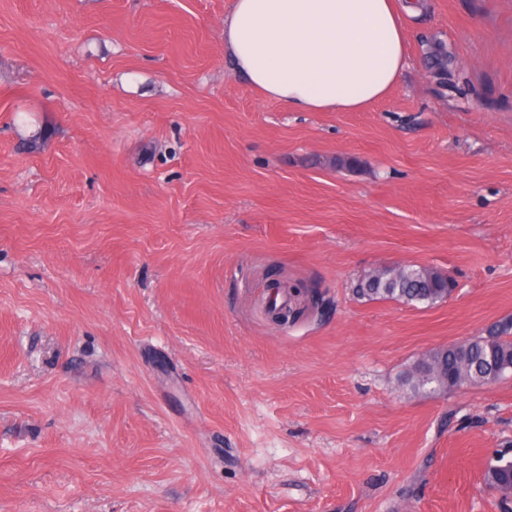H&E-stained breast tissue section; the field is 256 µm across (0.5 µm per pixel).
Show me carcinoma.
I'll use <instances>...</instances> for the list:
<instances>
[{"label": "carcinoma", "instance_id": "cac0c4a2", "mask_svg": "<svg viewBox=\"0 0 512 512\" xmlns=\"http://www.w3.org/2000/svg\"><path fill=\"white\" fill-rule=\"evenodd\" d=\"M439 84L448 86L452 71L448 52L433 56ZM454 284L441 271L428 266L404 265L381 269L361 280L356 295L366 301L394 300L406 305L433 306L448 299ZM512 376V318L490 324L463 344H452L425 353L403 376L402 383L415 392L438 393L468 385H487ZM484 483L500 489V499L512 502V457L484 469Z\"/></svg>", "mask_w": 512, "mask_h": 512}]
</instances>
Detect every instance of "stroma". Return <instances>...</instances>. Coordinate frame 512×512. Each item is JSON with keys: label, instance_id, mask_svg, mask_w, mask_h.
Returning <instances> with one entry per match:
<instances>
[{"label": "stroma", "instance_id": "stroma-1", "mask_svg": "<svg viewBox=\"0 0 512 512\" xmlns=\"http://www.w3.org/2000/svg\"><path fill=\"white\" fill-rule=\"evenodd\" d=\"M232 2L0 0V512H503L512 376L399 379L512 317V0H423L357 112L237 75ZM407 263L457 291L355 295ZM512 455V448H498L487 459L486 465L492 460H498L504 455ZM502 458L498 463L489 465L484 469V483L492 489H501L500 499L503 502H512V492L507 487L512 488V457Z\"/></svg>", "mask_w": 512, "mask_h": 512}]
</instances>
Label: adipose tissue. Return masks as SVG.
<instances>
[{
    "instance_id": "ef3b65f1",
    "label": "adipose tissue",
    "mask_w": 512,
    "mask_h": 512,
    "mask_svg": "<svg viewBox=\"0 0 512 512\" xmlns=\"http://www.w3.org/2000/svg\"><path fill=\"white\" fill-rule=\"evenodd\" d=\"M411 0H233L224 52L265 98L347 112L385 98L408 65Z\"/></svg>"
}]
</instances>
